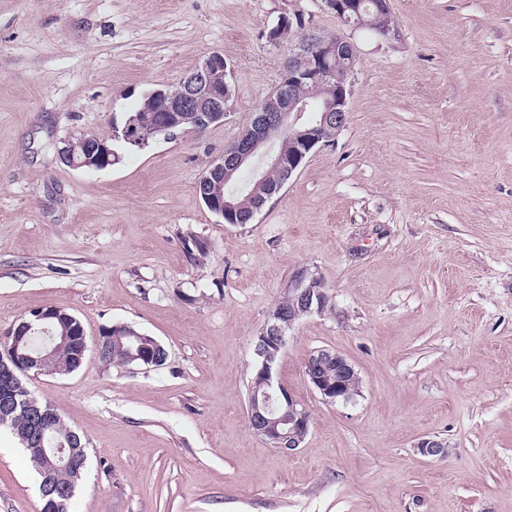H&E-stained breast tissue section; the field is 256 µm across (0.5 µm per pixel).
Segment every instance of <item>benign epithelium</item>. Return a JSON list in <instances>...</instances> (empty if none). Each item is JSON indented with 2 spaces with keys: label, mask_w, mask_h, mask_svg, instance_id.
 <instances>
[{
  "label": "benign epithelium",
  "mask_w": 512,
  "mask_h": 512,
  "mask_svg": "<svg viewBox=\"0 0 512 512\" xmlns=\"http://www.w3.org/2000/svg\"><path fill=\"white\" fill-rule=\"evenodd\" d=\"M336 15L351 12L360 26L370 27L372 22L362 17V0H325ZM305 31L284 64L281 81L262 101L253 118L234 145L225 150L221 161L212 170L223 172V181L235 177L239 170L248 168L253 173L254 186L266 180L271 169L293 175L305 158L317 147L329 142L314 128H301L300 120L306 103L296 95V86L306 81L328 85L323 98L322 123L336 122L341 130L348 112L351 95V77L354 69L334 70L333 61L356 55L354 44L343 35L327 36L308 28L305 14L295 11L279 21ZM230 93L224 86V56L214 52L198 66L187 72L169 93L162 94L158 111L161 116L152 124V130L167 136L173 134L177 124L189 122L201 130L214 120H221L229 111ZM83 156L75 158V144L65 148L70 165L86 170H101L112 164V150L106 140L87 137L83 140ZM210 206L234 219L237 206L211 195L206 197ZM286 294L293 297L292 309L275 305L268 313L258 336L254 338V353L258 364L256 375L249 385L247 416L253 432L284 455L294 454L304 442L310 426V414L291 392L278 380V363L286 347L288 331L301 318L324 312L330 302L322 277L306 271L297 273ZM68 313L51 306L34 312L23 320L20 335L8 333L5 352L0 353V424H5L21 412L28 419L27 426L17 437L33 453V460L41 476V496L60 504L73 493L54 482V475L63 468L77 466L84 454L77 434L69 430L67 437L52 443L54 423L58 417L49 407L32 396L23 384L29 373L60 374L70 372L56 364L57 355L76 339L67 329ZM46 335L43 348L29 350L26 335ZM137 346L128 352L129 362L146 368L158 367L148 347H157L155 338L135 333ZM335 366L332 375L324 373L327 365ZM304 373L313 390L328 402H349L360 391V378L353 364L342 354L329 349L314 351L307 359ZM423 456H443L446 446L434 439H424L417 445Z\"/></svg>",
  "instance_id": "obj_1"
}]
</instances>
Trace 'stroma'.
<instances>
[{
    "label": "stroma",
    "instance_id": "1",
    "mask_svg": "<svg viewBox=\"0 0 512 512\" xmlns=\"http://www.w3.org/2000/svg\"><path fill=\"white\" fill-rule=\"evenodd\" d=\"M300 9L358 63L346 123L248 224L196 190L302 36ZM394 34L318 0H0V345L30 310L157 338L160 368L25 378L86 440L71 512H512V0H390ZM223 54L232 109L130 148L142 96ZM111 140L119 164L66 166ZM205 242L202 262L185 239ZM331 297L288 333L278 376L311 417L286 456L247 417L252 342L292 276ZM327 348L361 392L330 403L304 365ZM445 443L443 457L416 450ZM40 478L0 431V512H41ZM83 145H85L83 149V157H78V159H75V145L76 148V155H79L82 153V148L79 145V139L76 140L74 143H71L68 145L65 150L66 156L71 160L70 165L74 168H80V169H86V170H101L104 168L109 167V165H115L118 164L120 161V156L117 154V160L112 163V159L115 157V155H112L114 153V149L111 147L110 144H108L110 148L106 145L105 139H100L98 137H84ZM119 156V157H118Z\"/></svg>",
    "mask_w": 512,
    "mask_h": 512
}]
</instances>
